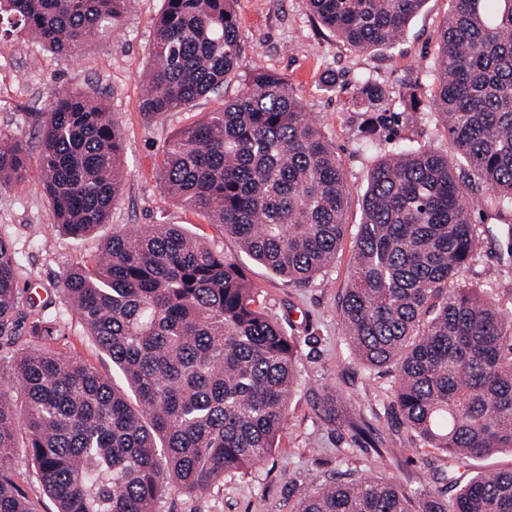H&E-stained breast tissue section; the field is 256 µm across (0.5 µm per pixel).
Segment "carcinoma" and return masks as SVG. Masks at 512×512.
<instances>
[{
  "label": "carcinoma",
  "instance_id": "obj_1",
  "mask_svg": "<svg viewBox=\"0 0 512 512\" xmlns=\"http://www.w3.org/2000/svg\"><path fill=\"white\" fill-rule=\"evenodd\" d=\"M425 0H308L312 15L360 51L403 36ZM428 103L446 153L399 148L372 166L354 280L342 321L367 368L397 371L403 421L448 460L512 452V315L459 282L481 238L465 204L483 191L512 213V0H450ZM131 0H0V30L71 56L124 25ZM235 0H164L149 49L148 119L183 112L239 77ZM370 108L384 93L361 77ZM39 180L55 223L85 237L108 222L123 180L122 131L94 90L61 96L41 125ZM27 148L0 137V190L25 180ZM170 197L219 224L243 253L304 284L336 258L348 185L335 149L281 77L254 68L224 106L162 150ZM61 286L126 388L50 349L56 324L19 322L16 260L0 237V512H37L17 481L25 454L57 512H158L170 487L205 494L275 448L297 347L260 311L239 265L181 224L118 231ZM295 512H512V468L478 475L453 501L390 478L336 481Z\"/></svg>",
  "mask_w": 512,
  "mask_h": 512
}]
</instances>
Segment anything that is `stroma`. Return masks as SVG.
<instances>
[{
    "label": "stroma",
    "mask_w": 512,
    "mask_h": 512,
    "mask_svg": "<svg viewBox=\"0 0 512 512\" xmlns=\"http://www.w3.org/2000/svg\"><path fill=\"white\" fill-rule=\"evenodd\" d=\"M163 9L164 0H132L124 26L96 35L75 58L52 55L23 32L0 35V135L29 146L27 179L0 191V237L15 253L23 298L57 323L51 348L111 374L110 360L70 310L61 279L72 265L93 263L112 232L132 225H184L237 262L259 293L260 309L295 339L297 380L287 423L261 464L226 474L223 483L201 497L170 491L159 512H294L301 492L336 479L392 478L411 492L424 489L453 497L446 458L425 447L393 405L394 369L365 368L353 355L341 320L355 268L362 195L373 164L400 145L452 149L429 106L411 111L401 102L406 88H425L431 81L449 0H426L399 42L370 52L355 51L314 21L306 0H236L243 37L241 73L258 64L294 86L334 146L350 190L346 233L336 260L304 286L251 260L222 226L177 205L164 190L158 166L165 142L221 107L239 86L231 84L220 95L199 100L192 111L144 118L148 50L153 22ZM361 76L385 91L383 108L398 112V137L366 136L373 115L353 96ZM88 87L107 100L122 130L124 178L108 223L75 239L55 227L38 179L35 117L48 111L61 93ZM471 212L484 246L460 279L487 289L504 309L512 310V257L501 245L507 227L496 218L495 203L488 197L474 202Z\"/></svg>",
    "instance_id": "35a3bbf8"
}]
</instances>
